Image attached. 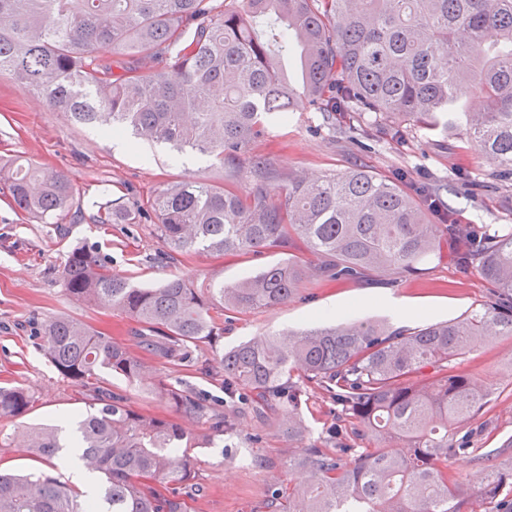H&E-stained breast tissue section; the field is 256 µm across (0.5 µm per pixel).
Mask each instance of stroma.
Returning a JSON list of instances; mask_svg holds the SVG:
<instances>
[{
	"instance_id": "stroma-1",
	"label": "stroma",
	"mask_w": 512,
	"mask_h": 512,
	"mask_svg": "<svg viewBox=\"0 0 512 512\" xmlns=\"http://www.w3.org/2000/svg\"><path fill=\"white\" fill-rule=\"evenodd\" d=\"M253 152L273 159L280 186L294 172L319 176L361 166L387 175L402 168L414 185L434 178L459 223L482 229L512 226V184L501 185L492 165L453 134L421 131L398 144L379 133L364 138L328 124L322 113L302 106L288 123L272 125L254 143ZM18 157L64 172L74 186V207L83 217L75 221L61 215L44 223L16 209L9 196L0 193V383L26 388L36 396L34 406L22 417L0 420V431L63 425L88 406L85 389L65 378L46 355L38 336L43 321L70 318L130 351L138 349L134 321L113 311L74 304L66 295L61 272L70 248L81 246L108 258L114 272L144 287L159 285L175 273L199 279L215 273L230 286L282 258L278 250L225 257L193 253L159 263L155 257L166 246L154 225L94 223L92 215L100 203L121 198L143 204L183 181L200 179L246 190L248 159L243 156L223 164L192 152L179 156L159 145L131 150L127 140L103 137L95 126L47 111L33 93L0 76V160ZM486 294L487 285L477 274H461L445 256L431 258L421 274L391 285L375 275L365 281L314 279L299 299L277 309L225 315L220 343L229 348L259 334L332 320L340 311L350 319L413 328L455 318L481 303ZM212 358V348L203 344L192 350L190 358L155 363V375L164 384L220 404L223 377L200 371L201 364ZM455 369L488 379L492 394L479 417L483 431L475 445L499 449V462H512V337L493 339L460 358ZM303 418L307 433L300 441L269 426L260 442H252L250 436L257 430L248 423L196 449L198 492L189 500L187 512H256L270 483L283 478L289 454L327 436L336 422V407L311 396L303 406Z\"/></svg>"
}]
</instances>
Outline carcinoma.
<instances>
[{
	"label": "carcinoma",
	"instance_id": "1",
	"mask_svg": "<svg viewBox=\"0 0 512 512\" xmlns=\"http://www.w3.org/2000/svg\"><path fill=\"white\" fill-rule=\"evenodd\" d=\"M158 60L163 67L152 68ZM0 74L53 112L109 137L130 134L135 150L147 141L233 162L304 100L334 120L357 114L394 142L414 129L452 132L477 146L499 180H512V0H0ZM471 97L480 111L463 108ZM250 173L244 193L185 181L147 210L173 254L285 250L287 261L231 287L174 274L144 288L74 247L62 270L67 295L131 317L143 350L169 361L222 337L226 312L277 308L313 277L413 275L442 243L462 273L489 285L486 300L411 329L347 320L254 336L203 367L224 375L222 411L154 385L150 366L103 333L50 318L43 345L61 374L89 388L90 413L68 436L31 427L0 447L48 459H69L74 448L102 485L88 498L48 475L0 472V512H187L190 449L246 419L303 438L310 388L336 404L335 430L288 456L286 478L259 512H512V469L483 465L465 428L490 388L453 372L462 355L512 336V231L483 235L452 223L436 189L409 188L404 170L294 173L275 189L271 160L256 155ZM0 182L34 218L64 213L74 197L63 173L17 158L0 163ZM142 214L112 199L95 222L131 224ZM105 372L155 392L203 431L131 409L102 386ZM34 402L23 388L1 386L0 419ZM450 462L475 468L477 486L448 476ZM157 483L171 486L169 495Z\"/></svg>",
	"mask_w": 512,
	"mask_h": 512
}]
</instances>
